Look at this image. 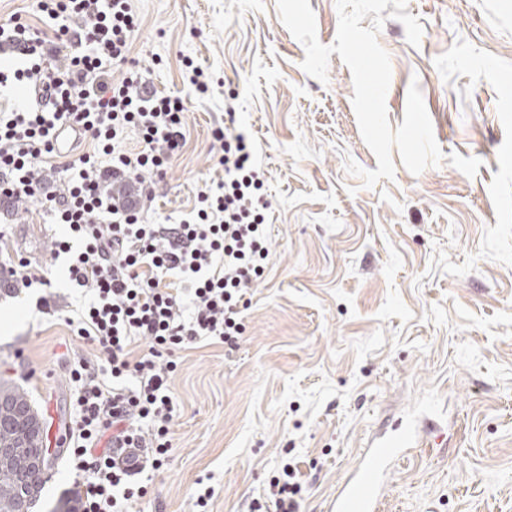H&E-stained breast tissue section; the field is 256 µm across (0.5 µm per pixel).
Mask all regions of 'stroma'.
I'll return each mask as SVG.
<instances>
[{
	"instance_id": "1",
	"label": "stroma",
	"mask_w": 512,
	"mask_h": 512,
	"mask_svg": "<svg viewBox=\"0 0 512 512\" xmlns=\"http://www.w3.org/2000/svg\"><path fill=\"white\" fill-rule=\"evenodd\" d=\"M131 55L158 90L181 93L186 145L156 188L148 221L190 219L204 184L222 181L211 147L236 129L266 173L269 256L237 350L182 351L172 379L181 413L167 466L140 512H192L197 480L210 512H250L285 463L304 488L299 512H329L369 440L395 423L439 437L396 463L382 512H512V0H407L419 46L387 19L386 107L404 119L418 82L445 160L372 188L345 170L377 159L354 112L353 80L331 54L327 81L301 67L305 48L277 0H132ZM211 74L184 85L181 60ZM481 166L466 176L451 154ZM0 266L46 263L51 304H82L52 262L40 201L0 215ZM37 296L0 287V383L23 386L50 441L69 415L62 357L84 353Z\"/></svg>"
}]
</instances>
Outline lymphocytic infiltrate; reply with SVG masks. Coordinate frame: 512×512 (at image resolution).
Returning <instances> with one entry per match:
<instances>
[{"label": "lymphocytic infiltrate", "mask_w": 512, "mask_h": 512, "mask_svg": "<svg viewBox=\"0 0 512 512\" xmlns=\"http://www.w3.org/2000/svg\"><path fill=\"white\" fill-rule=\"evenodd\" d=\"M43 27L0 21V86L46 93L0 113V198H33L64 231L52 260L90 298L64 316L98 362L67 364L72 410L62 443L79 512H132L143 476L172 449L179 409L170 380L180 351L201 342L236 349L247 294L268 257L264 173L245 138L215 129L224 179L197 194L193 219L147 224L153 179L186 144L181 96L158 91L130 57L139 26L129 0H38ZM124 77L113 83V69ZM136 132L140 147L121 140ZM89 138L96 153L64 154L62 135ZM291 465L269 482L260 512H298Z\"/></svg>", "instance_id": "obj_1"}]
</instances>
